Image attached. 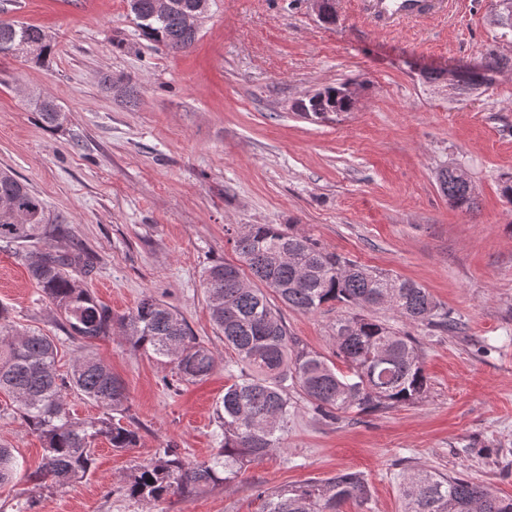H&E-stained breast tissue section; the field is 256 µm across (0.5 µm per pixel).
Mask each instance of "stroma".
Listing matches in <instances>:
<instances>
[{
  "label": "stroma",
  "instance_id": "35a3bbf8",
  "mask_svg": "<svg viewBox=\"0 0 512 512\" xmlns=\"http://www.w3.org/2000/svg\"><path fill=\"white\" fill-rule=\"evenodd\" d=\"M324 23L314 0H212L183 52L139 34L127 0H0V19L42 28L49 66L0 56V168L26 181L51 218L97 258L81 287L114 315L150 295L176 309L217 356L205 381L134 350L120 335L88 352L125 384L136 447L95 444L82 481L30 497L25 482L0 487V512H260L259 491L362 474L366 504L341 512H402L410 466L456 473L512 497V66L474 93L427 83L428 72L475 64L486 49L512 59V34L494 25L495 0H454L446 15L376 30L363 0H333ZM119 79L106 90L104 76ZM356 93L351 111L312 121L292 105L328 87ZM37 89L62 106V129L43 126L28 98ZM457 163L476 196L451 207L439 174ZM285 224L329 251L420 284L461 323L456 333L422 326L429 390L383 412H337L298 401L284 448L228 485L160 502L132 499L137 465L176 445L192 462L224 445L215 420L236 371L210 318L203 274L238 263L231 230ZM0 303L18 327L57 339V368L79 354L17 250L0 247ZM341 307L285 308L289 332L335 359ZM11 398L0 395V444L26 468L44 454Z\"/></svg>",
  "mask_w": 512,
  "mask_h": 512
}]
</instances>
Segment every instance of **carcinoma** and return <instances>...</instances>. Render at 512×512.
I'll return each mask as SVG.
<instances>
[{"mask_svg": "<svg viewBox=\"0 0 512 512\" xmlns=\"http://www.w3.org/2000/svg\"><path fill=\"white\" fill-rule=\"evenodd\" d=\"M208 0H172L159 14L156 0H128L141 35L169 52H181L195 42L197 30L185 17L199 13ZM26 43L29 57L48 62L51 38L41 28L0 21V55L12 54ZM495 50L482 54L480 65L461 70L458 90L485 86L487 74L507 66ZM351 109L341 87H326L319 99L298 102L306 117L324 119L325 109ZM41 123L54 130L68 121L53 101L36 97ZM440 189L454 208L469 210L475 203L471 184L453 169L442 171ZM60 244L44 249V238ZM0 242L26 247L25 262L43 296L53 306L67 338L79 343L112 334L119 322L132 348L174 365L186 382L202 381L216 366L215 353L193 336L173 308L154 297L143 298L127 315L114 319L112 309L80 287L73 273L89 275L96 257L76 245L67 228L51 224L40 196L9 170L0 169ZM235 250L252 276L269 288L256 287L234 264L220 263L205 272L211 319L224 347L235 355L239 373L224 388V447L204 463L186 460L173 446L160 449L151 462L137 467L125 487L127 496L160 501L169 495H190L217 482H232L241 469L283 445L284 423L296 394L324 417L355 409L379 412L421 401L426 376L417 339L371 315L391 311L409 325L441 332L458 328L457 319L415 282L369 269L331 252L313 239L289 232L281 224H250L234 236ZM302 313L340 305L336 318V356L346 370L301 345L288 332L279 305ZM54 337L39 330L18 328L9 308L0 304V392L11 395L23 424L45 443L41 469L25 474L32 489L51 481L72 484L86 477L94 464V445L104 439L117 451L137 446L139 435L126 418V389L110 368L92 355L79 356L68 378L56 368ZM74 390L97 404L102 415L93 420L72 417L66 391ZM23 471L14 450L0 444V484ZM369 490L355 471L342 470L320 483H304L263 491L262 512H339L349 500L364 504ZM402 512H512V498L493 495L486 487L460 475L417 469L402 485Z\"/></svg>", "mask_w": 512, "mask_h": 512, "instance_id": "cac0c4a2", "label": "carcinoma"}]
</instances>
